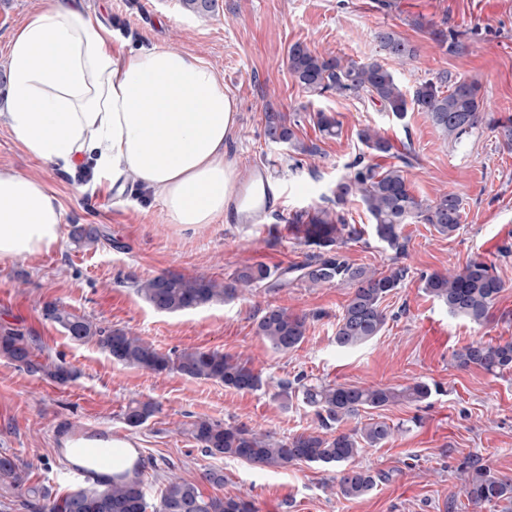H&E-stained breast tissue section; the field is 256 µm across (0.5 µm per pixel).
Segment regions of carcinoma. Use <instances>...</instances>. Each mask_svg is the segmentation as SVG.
I'll use <instances>...</instances> for the list:
<instances>
[{"mask_svg": "<svg viewBox=\"0 0 512 512\" xmlns=\"http://www.w3.org/2000/svg\"><path fill=\"white\" fill-rule=\"evenodd\" d=\"M184 8L196 15H207L216 8V0H182ZM380 50L405 64L416 55L415 48L392 32L377 35ZM288 68L303 90L312 96L336 92L343 96L367 95L396 118H403L412 105L429 114L443 135L459 141L471 134L483 121L501 129L507 143L512 144V118L486 119L479 86L468 79L448 81V87L432 81L415 87L412 94L403 92L394 73L377 59L367 63L346 61L322 54L302 43L288 51ZM319 131L328 136L338 134L339 122L332 116L315 114ZM265 135L274 143L292 150L310 153L296 137L292 123L281 112H265ZM359 140L374 155L388 154L390 141L380 129L366 125L357 132ZM402 165L380 169L357 159L354 172L336 184L338 205L358 196L372 219L378 240L399 253L405 250L402 227L413 221L432 225L439 234L453 236L460 229L462 200L455 194L442 193L431 202L418 199L411 191L405 174L409 157ZM295 238L311 248L309 260L296 268V279L313 287L347 284L352 293L336 323V346L356 348L378 336L387 315L382 302L407 277L408 268L379 270L352 264L341 251L342 245L357 241L364 228L346 223L331 207L315 210L306 216L297 214L290 221ZM72 241L79 248L99 240L92 225H76ZM423 291L448 307L454 316L481 325L491 310L504 282L495 268L480 258L469 260L459 270L420 275ZM286 278H272L271 271L259 264L241 268L228 281L206 275L184 276L163 274L135 282L137 293L155 310L179 313L235 298L246 288L265 286L285 288ZM46 319L58 324L69 337L81 343L94 342L112 360L125 366L153 373L176 371L191 379L215 380L239 392H252L264 386L262 377L241 359L218 350L184 349L163 353L153 344L120 328L98 323L50 303L44 307ZM307 331V317L285 309L269 307L257 323L256 333L281 353L300 347ZM0 357L22 366L28 373L46 377L58 384L73 380L72 370L64 362L36 356L29 341L12 329L0 330ZM460 368L476 367L488 373L512 371V341L491 344L472 342L453 354ZM274 399L284 407L300 397L314 408L318 427L286 439H275L231 424L198 418L190 424V434L211 456L235 457L261 467L284 468L308 462L334 467L339 473L338 489L342 497L353 500L366 495L377 484L381 474L355 467L352 462L365 447H377L391 440L397 428L386 421L370 418L361 427L345 431L340 424L365 410H383L402 401L420 403L431 396V387L414 382L401 388L392 386H350L345 384L306 385L301 380H281L276 384ZM152 401L130 403L123 414L133 428L144 425L156 412ZM139 465L125 463L117 468L112 481L91 490L78 489L60 500L52 498L46 486H28L26 469L20 460L0 454V490L25 497L24 506L32 512H255L254 504L241 497H206L197 485L182 477L167 479L158 503L149 506L147 491ZM459 494L474 507L502 506L501 512H512V478L499 476L487 466H471Z\"/></svg>", "mask_w": 512, "mask_h": 512, "instance_id": "obj_1", "label": "carcinoma"}]
</instances>
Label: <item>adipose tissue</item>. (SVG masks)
<instances>
[{
  "label": "adipose tissue",
  "mask_w": 512,
  "mask_h": 512,
  "mask_svg": "<svg viewBox=\"0 0 512 512\" xmlns=\"http://www.w3.org/2000/svg\"><path fill=\"white\" fill-rule=\"evenodd\" d=\"M82 0H40L7 45L0 122L29 156L137 184L171 223L222 219L237 181L226 149L237 106L204 59L168 46L115 45ZM62 206L38 178L0 168V261L57 247Z\"/></svg>",
  "instance_id": "obj_1"
}]
</instances>
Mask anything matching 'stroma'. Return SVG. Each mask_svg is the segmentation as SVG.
<instances>
[{"mask_svg":"<svg viewBox=\"0 0 512 512\" xmlns=\"http://www.w3.org/2000/svg\"><path fill=\"white\" fill-rule=\"evenodd\" d=\"M82 2L129 46H171L213 65L237 101L238 127L228 155L239 179H246L250 166L267 164L286 196L264 223L221 220L185 231L169 223L161 201L145 204L138 194L117 193L109 180L62 173L26 155L0 125V168L44 182L62 204L64 234L50 251L0 262V328L17 331L36 354L64 361L77 373L62 385L0 357V452L25 465L29 484L49 485L56 463L54 426L86 420L128 433L151 458L145 481L153 499L167 477L177 475L207 496L247 497L258 512H494L461 506L458 491L465 467L474 463L512 477V373L460 368L453 354L475 340L512 341V257L499 254L502 246H512V146L486 124L454 142L424 112L411 110L399 120L366 95L309 96L288 69V50L303 43L362 63L382 58L376 35L392 31L417 50L407 65L388 63L403 90L445 74L463 77L479 84L486 112L504 118L512 116V0H217L207 16L187 11L181 0ZM36 6L37 0H0L1 96L9 37ZM433 27L457 33L461 51L439 48L429 35ZM269 107L296 121L298 139L313 147V154L265 138ZM320 111L340 121L337 136L318 130L314 115ZM367 125L391 141L390 154L369 155L357 136ZM409 147L412 192L426 201L445 192L459 195L461 228L447 237L429 224L405 225L406 250L399 255L377 240L359 199L341 206L349 223L365 228L362 240L343 249L351 263L408 269L383 303V330L366 345L344 351L334 341L351 293L345 284L311 288L296 281L276 290L254 288L229 302L175 314L154 310L136 293L135 281L162 273L226 280L246 265L260 263L277 274L302 264L308 249L290 231V218L332 198L356 158L387 168L399 165ZM77 224L96 225L98 244L75 247L69 234ZM477 256L494 263L505 284L489 322L481 326L450 315L419 282L421 273L456 270ZM49 303L125 329L163 352L200 348L239 357L265 385L239 392L174 371L154 374L119 365L95 343L74 342L46 320ZM269 305L307 316L306 337L296 350L276 352L257 335ZM300 375L310 383L433 386L424 402L381 410L399 431L356 458V465L386 475L362 498L340 496L333 468L316 463L263 468L212 457L188 433L189 423L199 418L278 439L313 430V408L299 400L286 408L273 398L278 381ZM148 399L158 412L144 425L128 428L122 418L126 406ZM209 469L223 471V486L205 480Z\"/></svg>","mask_w":512,"mask_h":512,"instance_id":"35a3bbf8","label":"stroma"}]
</instances>
